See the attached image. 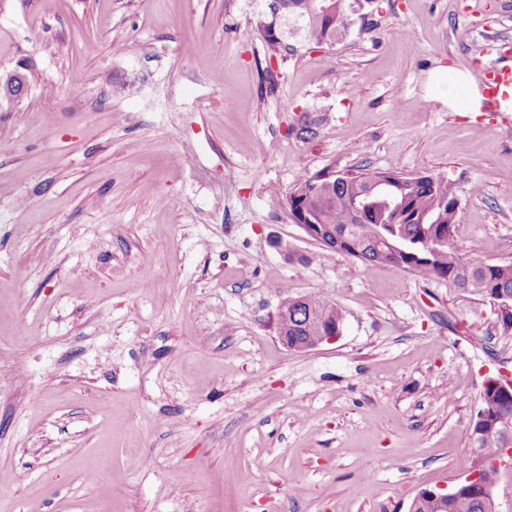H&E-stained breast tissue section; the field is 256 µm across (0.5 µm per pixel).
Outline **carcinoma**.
Listing matches in <instances>:
<instances>
[{
	"instance_id": "carcinoma-1",
	"label": "carcinoma",
	"mask_w": 512,
	"mask_h": 512,
	"mask_svg": "<svg viewBox=\"0 0 512 512\" xmlns=\"http://www.w3.org/2000/svg\"><path fill=\"white\" fill-rule=\"evenodd\" d=\"M281 11L255 15L252 26L261 36L268 59L294 55L306 43H338L361 18L355 15L357 0H279ZM322 118L303 113L291 125V133L304 142L318 135ZM376 170L364 168L353 173L334 171L303 173L286 196V203L306 211V223L331 229L319 241L336 253L360 262L384 264L407 270L427 280H443L448 287L477 296L497 307V321L504 334L512 333V261L497 263L466 258L453 245L457 206L462 190L442 174L406 178L390 199L372 189ZM444 229L447 242L434 246L431 229ZM309 306L288 299V336L305 342L331 329H343L342 310L320 295ZM512 419V393L483 383L480 405L470 433L471 447L493 459L504 441L486 437L495 423ZM482 485L467 488L448 500L446 512H495L486 492L496 487L498 470L488 466Z\"/></svg>"
}]
</instances>
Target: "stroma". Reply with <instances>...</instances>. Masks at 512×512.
Listing matches in <instances>:
<instances>
[{
    "label": "stroma",
    "mask_w": 512,
    "mask_h": 512,
    "mask_svg": "<svg viewBox=\"0 0 512 512\" xmlns=\"http://www.w3.org/2000/svg\"><path fill=\"white\" fill-rule=\"evenodd\" d=\"M250 0H0V512H409L463 480L489 303L324 249L300 173H440L453 244L512 261V112H452L512 0H380L369 31L278 60ZM323 116L304 142L290 127ZM341 336L279 339L288 297ZM315 304L309 307L306 303L293 298L282 300L277 311L276 317L288 314V320L285 325L288 327V336L298 342H305L310 337L322 336L329 332L333 327L335 331L329 336H323L320 340L313 343H289L288 336H283L278 332L280 340L289 348L304 351L315 348L323 342L336 340V333L342 331L344 325V315L342 310L331 301L320 295H308Z\"/></svg>",
    "instance_id": "1"
}]
</instances>
